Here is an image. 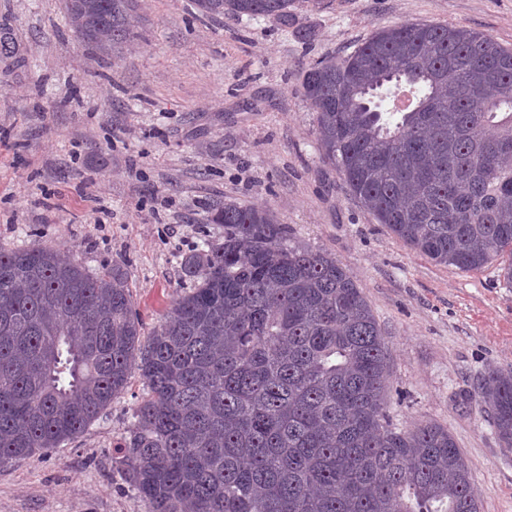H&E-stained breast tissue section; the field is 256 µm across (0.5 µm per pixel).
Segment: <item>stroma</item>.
<instances>
[{
	"mask_svg": "<svg viewBox=\"0 0 512 512\" xmlns=\"http://www.w3.org/2000/svg\"><path fill=\"white\" fill-rule=\"evenodd\" d=\"M296 22L208 19L191 0H137L135 39L96 56L64 0H0V249L52 244L91 272L122 265L144 333L190 289L185 254L223 238L211 210L271 209L290 241L354 276L384 332L387 411L434 422L461 448L481 512H512V451L475 390L512 372V283L464 273L379 224L322 159L298 73L397 24L463 26L512 48V0H296ZM139 374L80 435L0 466V512H149L122 446Z\"/></svg>",
	"mask_w": 512,
	"mask_h": 512,
	"instance_id": "35a3bbf8",
	"label": "stroma"
}]
</instances>
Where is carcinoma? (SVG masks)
I'll return each mask as SVG.
<instances>
[{
	"label": "carcinoma",
	"mask_w": 512,
	"mask_h": 512,
	"mask_svg": "<svg viewBox=\"0 0 512 512\" xmlns=\"http://www.w3.org/2000/svg\"><path fill=\"white\" fill-rule=\"evenodd\" d=\"M295 0H192L210 19ZM103 58L134 36V0H65ZM322 159L362 207L436 264L503 263L512 282V49L460 26L373 30L300 73ZM224 238L182 259L191 282L147 340L122 266L0 249V466L72 439L120 395L147 394L122 465L150 512H481L448 428L398 427L387 347L351 273L287 243L269 209L226 200ZM512 449V372L478 392Z\"/></svg>",
	"instance_id": "carcinoma-1"
}]
</instances>
